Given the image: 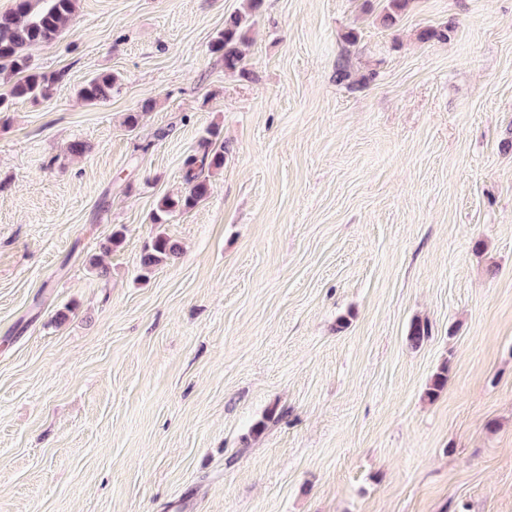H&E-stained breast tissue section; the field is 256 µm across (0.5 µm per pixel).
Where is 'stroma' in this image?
Here are the masks:
<instances>
[{"label": "stroma", "instance_id": "35a3bbf8", "mask_svg": "<svg viewBox=\"0 0 512 512\" xmlns=\"http://www.w3.org/2000/svg\"><path fill=\"white\" fill-rule=\"evenodd\" d=\"M242 4L78 0L0 112V512H512V0H263L247 78ZM243 9L228 15L224 19V29L218 33L211 43V51L224 59V69L248 74L246 68L249 32L255 25L261 0L244 1ZM118 83V77L112 73H100L89 78L78 90V95L90 104L109 99ZM221 132L218 126H211L206 130L199 144L200 150L190 154L184 160V181L187 191L179 196H164L156 204L151 215V222L154 224H166L174 213L185 212L192 209L209 190L208 174L213 170H220L224 167L225 154L227 149L224 146V139L220 137ZM179 254V246L163 233H158L147 245L141 258L139 279H147L153 270Z\"/></svg>", "mask_w": 512, "mask_h": 512}]
</instances>
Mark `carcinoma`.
I'll list each match as a JSON object with an SVG mask.
<instances>
[{
    "mask_svg": "<svg viewBox=\"0 0 512 512\" xmlns=\"http://www.w3.org/2000/svg\"><path fill=\"white\" fill-rule=\"evenodd\" d=\"M411 0H387L381 21L392 26L398 13ZM261 0H245L243 9L224 19V29L211 43V51L224 59V69L248 74L246 56L249 32L255 25ZM76 0H15L14 8L0 14V75L15 76L9 95H0V112L9 109L13 99L46 98L51 94L58 76L33 70L30 49L55 41L69 27ZM118 83L112 73H100L89 78L78 95L90 104L109 99ZM200 150L184 160V181L187 191L179 196H164L151 215L154 224H165L173 214L193 208L209 190L207 173L224 168L227 149L219 127L206 130ZM179 254V246L166 235L157 234L147 245L141 258L139 278L147 279L153 270ZM428 323L412 321L407 341L418 347L429 339Z\"/></svg>",
    "mask_w": 512,
    "mask_h": 512,
    "instance_id": "carcinoma-1",
    "label": "carcinoma"
}]
</instances>
